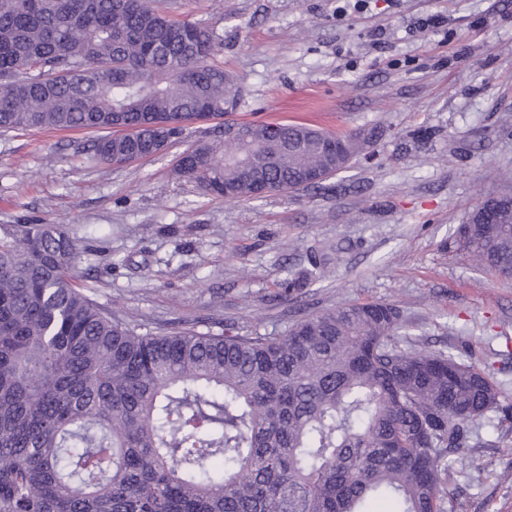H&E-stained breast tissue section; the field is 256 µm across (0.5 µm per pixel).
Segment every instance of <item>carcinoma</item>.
Returning <instances> with one entry per match:
<instances>
[{"label": "carcinoma", "instance_id": "obj_1", "mask_svg": "<svg viewBox=\"0 0 512 512\" xmlns=\"http://www.w3.org/2000/svg\"><path fill=\"white\" fill-rule=\"evenodd\" d=\"M202 22L155 0H0V130L103 132L106 164L148 156L158 117L235 109L239 89ZM175 171L254 197L238 159L278 192L370 154L376 127L327 133L240 122ZM478 208L456 243L512 279V202ZM76 248L48 224L0 237V512H444L452 456L501 392L463 353L402 339L392 304L339 305L278 336L142 332L75 284ZM317 263L285 283L323 278Z\"/></svg>", "mask_w": 512, "mask_h": 512}]
</instances>
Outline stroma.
I'll return each instance as SVG.
<instances>
[{
	"label": "stroma",
	"mask_w": 512,
	"mask_h": 512,
	"mask_svg": "<svg viewBox=\"0 0 512 512\" xmlns=\"http://www.w3.org/2000/svg\"><path fill=\"white\" fill-rule=\"evenodd\" d=\"M159 5L214 28L241 88L233 120L378 125L374 159L320 189L227 199L172 174L209 124L122 166L97 160L91 131H0V230L64 231L85 293L162 333L274 336L341 304L396 305L413 345L467 352L512 407V279L453 239L485 195L512 191V0ZM315 260L325 278L285 296ZM495 441L457 454L447 512H512V427Z\"/></svg>",
	"instance_id": "obj_1"
}]
</instances>
